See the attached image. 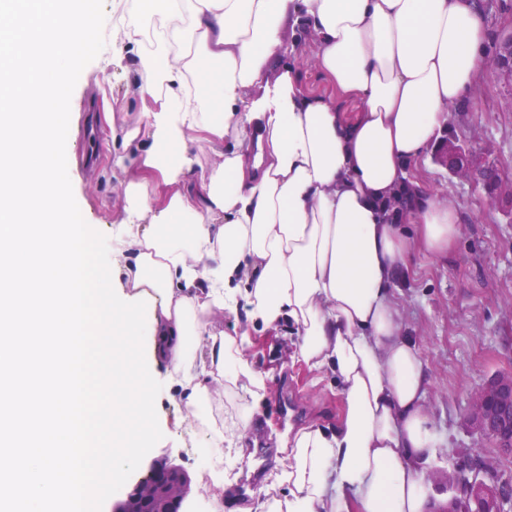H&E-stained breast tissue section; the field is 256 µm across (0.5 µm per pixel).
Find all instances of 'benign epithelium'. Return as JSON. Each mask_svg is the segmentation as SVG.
<instances>
[{
	"label": "benign epithelium",
	"instance_id": "benign-epithelium-1",
	"mask_svg": "<svg viewBox=\"0 0 512 512\" xmlns=\"http://www.w3.org/2000/svg\"><path fill=\"white\" fill-rule=\"evenodd\" d=\"M492 65L501 76L512 83V26L499 34ZM433 160L450 173L464 179L474 178L494 190L496 197L512 206V180H505L498 169L474 163L472 149L459 140L443 135L433 145ZM468 423L481 434L491 438L498 454L512 457V371L495 374L481 388L474 391L466 409ZM496 462L492 458L475 455L448 474V499L436 512H465L461 503L472 502V512H506L512 505V490L504 483H490L486 478L495 475ZM150 482L149 496L138 506L148 512L152 496H169L168 512H182L189 478L183 469L168 459L153 461L147 471L132 485L137 490Z\"/></svg>",
	"mask_w": 512,
	"mask_h": 512
}]
</instances>
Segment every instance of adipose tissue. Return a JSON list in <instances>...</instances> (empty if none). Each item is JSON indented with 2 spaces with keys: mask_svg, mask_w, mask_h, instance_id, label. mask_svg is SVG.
<instances>
[{
  "mask_svg": "<svg viewBox=\"0 0 512 512\" xmlns=\"http://www.w3.org/2000/svg\"><path fill=\"white\" fill-rule=\"evenodd\" d=\"M97 24L93 0H0V512H81L129 406L150 408L141 315L189 406L208 375L257 397L249 340L224 332L240 309L258 332L289 324L345 403L290 438L267 512H426L444 442L391 282L410 244L448 254L463 216L423 192L404 228L383 205L486 66L483 0H136L112 31L138 93L112 137L119 300L96 292L51 149ZM297 26L354 115L284 63Z\"/></svg>",
  "mask_w": 512,
  "mask_h": 512,
  "instance_id": "1",
  "label": "adipose tissue"
}]
</instances>
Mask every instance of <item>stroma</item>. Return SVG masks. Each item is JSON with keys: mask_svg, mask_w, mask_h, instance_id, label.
<instances>
[{"mask_svg": "<svg viewBox=\"0 0 512 512\" xmlns=\"http://www.w3.org/2000/svg\"><path fill=\"white\" fill-rule=\"evenodd\" d=\"M116 20L113 0H102L97 51L69 72L70 108L85 123L90 100H97L99 140H80L74 128L54 148L68 178L67 202L75 223L84 225L95 262L107 268L121 234L122 203L112 169V123L137 111V91L125 63L113 61L109 47ZM449 133L468 143L482 162L512 177V84L486 66L467 101L451 109ZM421 190L452 196L464 220L459 239L445 259L412 249L395 276L403 331L416 344L429 374V414L444 434L445 446L433 467L448 473L468 457H497L491 440L465 419L471 393L500 372L512 371V216L481 186L435 165L430 152L410 164ZM253 367L265 380L259 399L222 383H211L206 405L191 409L171 370L143 359L150 380L152 411L145 419L147 440L129 435L126 458L110 490L94 496V512H111L134 478L151 461L167 458L191 478L186 512H241L258 508L264 491L283 468L288 436L313 422L335 425L344 410L330 379L294 357L297 338L287 328L252 333ZM247 430L236 426L244 413ZM241 439L242 457L204 455L214 431Z\"/></svg>", "mask_w": 512, "mask_h": 512, "instance_id": "obj_1", "label": "stroma"}]
</instances>
